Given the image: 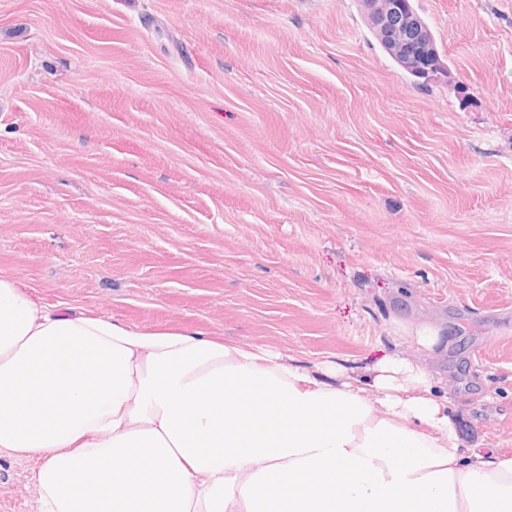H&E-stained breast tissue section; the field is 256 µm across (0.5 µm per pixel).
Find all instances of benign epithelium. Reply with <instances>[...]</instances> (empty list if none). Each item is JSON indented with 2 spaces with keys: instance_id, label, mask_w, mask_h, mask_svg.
<instances>
[{
  "instance_id": "1",
  "label": "benign epithelium",
  "mask_w": 512,
  "mask_h": 512,
  "mask_svg": "<svg viewBox=\"0 0 512 512\" xmlns=\"http://www.w3.org/2000/svg\"><path fill=\"white\" fill-rule=\"evenodd\" d=\"M368 24L381 41L401 58L410 60L419 51L426 56L421 79L428 80L441 64L435 40L429 37L410 0H360Z\"/></svg>"
}]
</instances>
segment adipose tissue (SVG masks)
I'll return each mask as SVG.
<instances>
[{"mask_svg":"<svg viewBox=\"0 0 512 512\" xmlns=\"http://www.w3.org/2000/svg\"><path fill=\"white\" fill-rule=\"evenodd\" d=\"M363 381L195 331L147 333L0 275V454L41 512H512L425 369Z\"/></svg>","mask_w":512,"mask_h":512,"instance_id":"1","label":"adipose tissue"}]
</instances>
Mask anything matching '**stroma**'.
Segmentation results:
<instances>
[{"instance_id":"35a3bbf8","label":"stroma","mask_w":512,"mask_h":512,"mask_svg":"<svg viewBox=\"0 0 512 512\" xmlns=\"http://www.w3.org/2000/svg\"><path fill=\"white\" fill-rule=\"evenodd\" d=\"M412 5L425 84L358 0H0V273L310 368L437 326L436 395L512 457V0Z\"/></svg>"}]
</instances>
